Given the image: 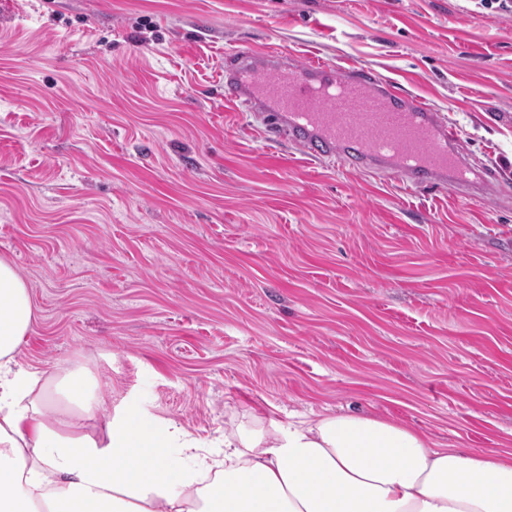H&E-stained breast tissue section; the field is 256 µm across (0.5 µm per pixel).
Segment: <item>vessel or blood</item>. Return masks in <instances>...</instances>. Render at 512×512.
<instances>
[{
	"label": "vessel or blood",
	"mask_w": 512,
	"mask_h": 512,
	"mask_svg": "<svg viewBox=\"0 0 512 512\" xmlns=\"http://www.w3.org/2000/svg\"><path fill=\"white\" fill-rule=\"evenodd\" d=\"M224 103L258 112L266 127L312 162L395 175L412 187L485 190L484 168L470 164L454 127L425 99L363 65L246 48L224 60Z\"/></svg>",
	"instance_id": "vessel-or-blood-1"
}]
</instances>
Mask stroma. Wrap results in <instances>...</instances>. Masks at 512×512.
<instances>
[{
	"instance_id": "1",
	"label": "stroma",
	"mask_w": 512,
	"mask_h": 512,
	"mask_svg": "<svg viewBox=\"0 0 512 512\" xmlns=\"http://www.w3.org/2000/svg\"><path fill=\"white\" fill-rule=\"evenodd\" d=\"M349 58L424 96L478 198L306 160L224 57ZM0 259L19 367H82L209 444L373 415L512 449V16L473 0H0Z\"/></svg>"
}]
</instances>
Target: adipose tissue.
<instances>
[{
	"label": "adipose tissue",
	"mask_w": 512,
	"mask_h": 512,
	"mask_svg": "<svg viewBox=\"0 0 512 512\" xmlns=\"http://www.w3.org/2000/svg\"><path fill=\"white\" fill-rule=\"evenodd\" d=\"M33 317L28 286L0 260V512H512V451L437 448L379 417L269 420L224 435V476L198 510L186 492L209 470L196 440L134 407L85 433L104 402L84 370L35 393L37 373L13 363Z\"/></svg>",
	"instance_id": "1"
}]
</instances>
